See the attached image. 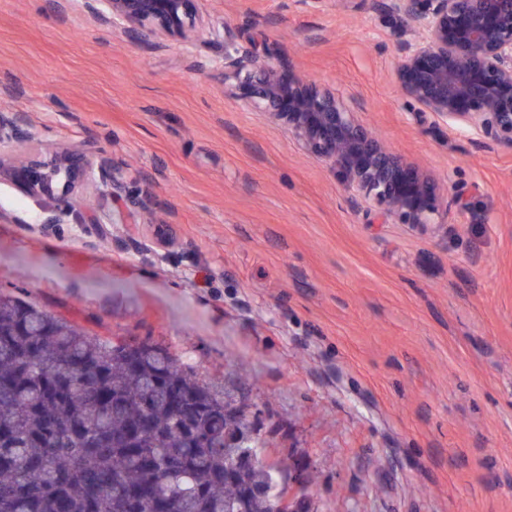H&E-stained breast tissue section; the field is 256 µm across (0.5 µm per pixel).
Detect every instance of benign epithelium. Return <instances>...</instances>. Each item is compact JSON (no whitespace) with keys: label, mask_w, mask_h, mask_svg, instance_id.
<instances>
[{"label":"benign epithelium","mask_w":512,"mask_h":512,"mask_svg":"<svg viewBox=\"0 0 512 512\" xmlns=\"http://www.w3.org/2000/svg\"><path fill=\"white\" fill-rule=\"evenodd\" d=\"M412 39L399 47L396 76L404 96L450 127L470 130L486 148L512 146V0H382ZM85 11L112 34L155 49L173 40L224 46V95L288 128L306 154L323 161L385 222L427 228L445 223L459 199L428 170L387 147L342 98L300 73L292 61L241 47L230 25L199 13L197 0H55L53 13ZM39 136L17 112L0 110V183L38 203L39 223H82L72 196L97 182L112 202L153 212L132 197L124 173L87 142L20 158ZM305 470L279 491L281 512H312Z\"/></svg>","instance_id":"benign-epithelium-1"}]
</instances>
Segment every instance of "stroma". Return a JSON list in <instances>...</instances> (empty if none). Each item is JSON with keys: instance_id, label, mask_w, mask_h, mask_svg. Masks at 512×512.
Instances as JSON below:
<instances>
[{"instance_id": "35a3bbf8", "label": "stroma", "mask_w": 512, "mask_h": 512, "mask_svg": "<svg viewBox=\"0 0 512 512\" xmlns=\"http://www.w3.org/2000/svg\"><path fill=\"white\" fill-rule=\"evenodd\" d=\"M242 47L291 58L467 203L377 223L287 129L224 94L222 45L160 50L46 0H0V106L41 150L93 141L163 227L39 223L0 185V291L104 337L150 339L232 391L317 512H512V147L407 102L408 34L381 0H199Z\"/></svg>"}]
</instances>
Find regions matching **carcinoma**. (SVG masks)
I'll return each mask as SVG.
<instances>
[{
	"mask_svg": "<svg viewBox=\"0 0 512 512\" xmlns=\"http://www.w3.org/2000/svg\"><path fill=\"white\" fill-rule=\"evenodd\" d=\"M252 438L167 348L130 358L0 292V512H279L276 477L292 464Z\"/></svg>",
	"mask_w": 512,
	"mask_h": 512,
	"instance_id": "cac0c4a2",
	"label": "carcinoma"
}]
</instances>
